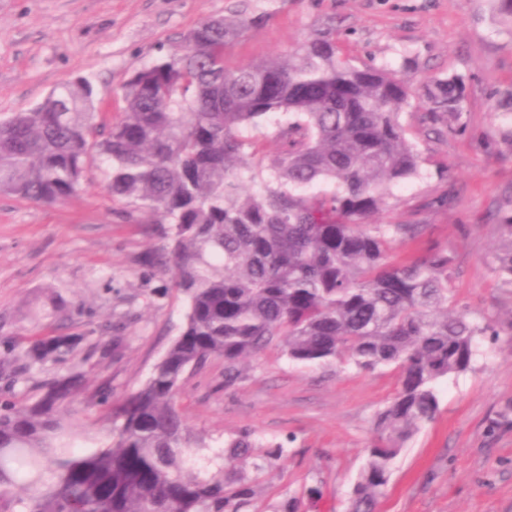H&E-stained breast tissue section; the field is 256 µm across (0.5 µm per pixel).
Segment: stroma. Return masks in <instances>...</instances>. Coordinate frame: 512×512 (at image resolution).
<instances>
[{"instance_id": "stroma-1", "label": "stroma", "mask_w": 512, "mask_h": 512, "mask_svg": "<svg viewBox=\"0 0 512 512\" xmlns=\"http://www.w3.org/2000/svg\"><path fill=\"white\" fill-rule=\"evenodd\" d=\"M207 17L251 21L228 50V67L328 34L340 58L395 70L411 85L401 122L420 175L395 187L374 221L424 225L419 240L396 245L397 262L447 244L456 310L491 321L497 333L481 341L469 369L439 383V412L395 461L379 512H512V286L493 262L512 197V147L493 110L512 92V32L492 23L488 0H0V117L33 108L78 76L91 81L98 112L117 117L125 82L181 51L185 34ZM451 75L463 81L462 113L432 119L428 85ZM120 209L95 167L76 195L56 204L0 195V345L14 347L0 373L17 376V396L32 398L44 383L83 371L70 416L78 448L107 441L108 402L141 387L185 323L174 268L148 272L138 263L164 245V225L123 220ZM57 334L78 337L73 355L29 364L30 344ZM399 375L394 365L362 371L271 351L250 359L228 387L215 358L188 375L181 405L208 450L244 429L288 447L261 484L255 512L309 485L322 497L300 512H345L374 417L397 393Z\"/></svg>"}]
</instances>
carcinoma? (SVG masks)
<instances>
[{
    "label": "carcinoma",
    "mask_w": 512,
    "mask_h": 512,
    "mask_svg": "<svg viewBox=\"0 0 512 512\" xmlns=\"http://www.w3.org/2000/svg\"><path fill=\"white\" fill-rule=\"evenodd\" d=\"M246 18H207L179 54L136 71L117 120H101L84 77L27 112L0 118V193L54 204L74 195L94 162L130 221L169 225L167 245L141 258L171 261L188 297L186 325L145 383L112 406L108 442L80 453L65 421L83 375L45 384L32 401L0 403V512H249L264 476L288 458L281 442L240 431L200 453L179 408L186 375L224 359V382L248 358L276 349L309 364H395L400 389L377 414L375 437L348 512H376L407 442L439 410L438 382L467 370L494 333L451 309L448 246L389 260L422 224H372L393 187L419 175L400 111L406 83L359 68L312 36L286 58L226 66ZM431 114L460 116L461 83L437 81ZM290 113L276 137L273 179L255 184L260 121ZM497 271L512 285V213L500 224ZM70 336L36 340L31 362H58ZM29 495L17 498L16 487Z\"/></svg>",
    "instance_id": "carcinoma-1"
}]
</instances>
